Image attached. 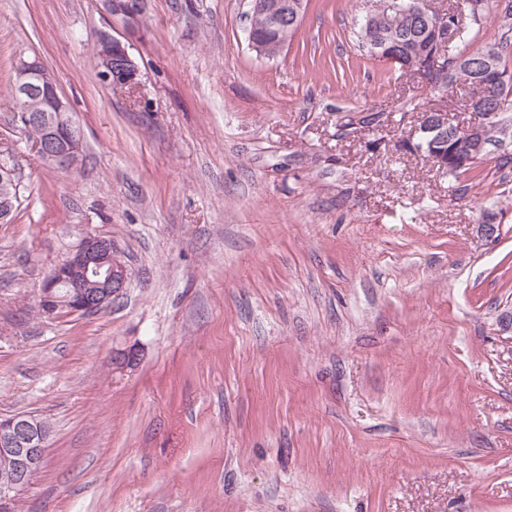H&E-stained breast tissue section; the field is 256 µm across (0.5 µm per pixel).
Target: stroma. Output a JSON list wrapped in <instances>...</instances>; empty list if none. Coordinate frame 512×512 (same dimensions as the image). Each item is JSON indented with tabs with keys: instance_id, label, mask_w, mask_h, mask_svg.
I'll list each match as a JSON object with an SVG mask.
<instances>
[{
	"instance_id": "1",
	"label": "stroma",
	"mask_w": 512,
	"mask_h": 512,
	"mask_svg": "<svg viewBox=\"0 0 512 512\" xmlns=\"http://www.w3.org/2000/svg\"><path fill=\"white\" fill-rule=\"evenodd\" d=\"M366 9L308 0L268 59L248 0H147L133 27L100 0H0V154L23 188L0 223V417L51 427L21 512H512V169L489 155L457 200L396 151L408 126L337 136L339 113L410 102L474 119L464 87L360 51ZM103 31L136 91L101 80ZM33 54L81 130L68 171L12 122ZM93 235L122 296L41 313Z\"/></svg>"
}]
</instances>
